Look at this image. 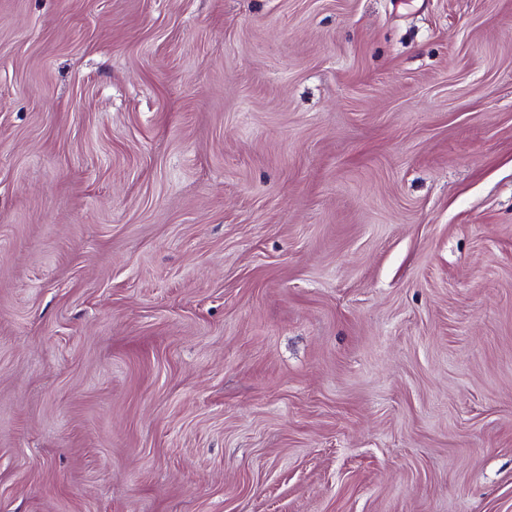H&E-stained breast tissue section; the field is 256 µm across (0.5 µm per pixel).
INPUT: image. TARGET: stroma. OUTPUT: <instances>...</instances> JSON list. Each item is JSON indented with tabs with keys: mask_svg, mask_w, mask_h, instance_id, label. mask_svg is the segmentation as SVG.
<instances>
[{
	"mask_svg": "<svg viewBox=\"0 0 512 512\" xmlns=\"http://www.w3.org/2000/svg\"><path fill=\"white\" fill-rule=\"evenodd\" d=\"M0 512H512V0H0Z\"/></svg>",
	"mask_w": 512,
	"mask_h": 512,
	"instance_id": "35a3bbf8",
	"label": "stroma"
}]
</instances>
